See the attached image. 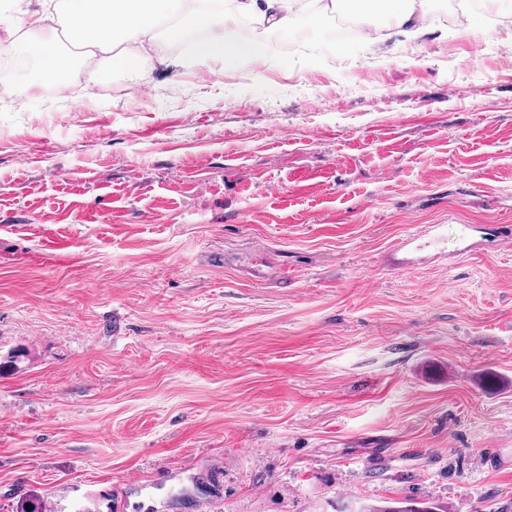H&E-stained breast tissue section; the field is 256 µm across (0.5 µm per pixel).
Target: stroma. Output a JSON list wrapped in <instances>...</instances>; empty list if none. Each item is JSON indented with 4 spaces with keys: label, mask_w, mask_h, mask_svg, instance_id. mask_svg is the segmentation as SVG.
I'll list each match as a JSON object with an SVG mask.
<instances>
[{
    "label": "stroma",
    "mask_w": 512,
    "mask_h": 512,
    "mask_svg": "<svg viewBox=\"0 0 512 512\" xmlns=\"http://www.w3.org/2000/svg\"><path fill=\"white\" fill-rule=\"evenodd\" d=\"M448 3L348 59L332 14L267 64L158 28L179 67L87 98L0 42V512H512V243L458 251L512 225V0ZM362 503L360 512H448V506L432 502H418L410 498H387V500Z\"/></svg>",
    "instance_id": "35a3bbf8"
}]
</instances>
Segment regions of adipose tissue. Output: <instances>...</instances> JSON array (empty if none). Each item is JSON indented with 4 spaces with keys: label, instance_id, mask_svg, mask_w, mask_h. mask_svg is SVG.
<instances>
[{
    "label": "adipose tissue",
    "instance_id": "obj_1",
    "mask_svg": "<svg viewBox=\"0 0 512 512\" xmlns=\"http://www.w3.org/2000/svg\"><path fill=\"white\" fill-rule=\"evenodd\" d=\"M346 4L354 12H362L365 5L387 15L392 25L411 36L425 31L426 13L416 9L414 0H328L308 15H301L294 0H199L188 7L187 0H57L53 8L43 10L38 24L60 22L71 44L87 54L110 55L113 66L140 74L155 66V59L138 53H116L118 44H140L160 21H168L166 36L169 41H180L184 36L182 25L170 24L173 15L190 11L196 23L210 29L209 37L197 41L192 53L197 60L224 58L249 63H266L268 48L254 40H231L215 35L218 25L231 21L252 20L276 30H288L299 18H307L311 25H319L327 9ZM23 19L0 13V29L8 33L24 52L40 63V80L58 90H67L62 74L70 65V58L49 40L31 38L24 30Z\"/></svg>",
    "mask_w": 512,
    "mask_h": 512
}]
</instances>
